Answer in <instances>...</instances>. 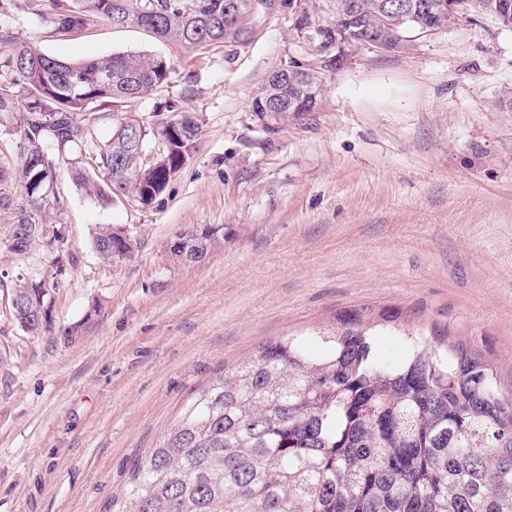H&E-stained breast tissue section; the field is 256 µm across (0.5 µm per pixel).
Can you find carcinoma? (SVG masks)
<instances>
[{"label":"carcinoma","mask_w":512,"mask_h":512,"mask_svg":"<svg viewBox=\"0 0 512 512\" xmlns=\"http://www.w3.org/2000/svg\"><path fill=\"white\" fill-rule=\"evenodd\" d=\"M346 0H303L314 23L340 26ZM386 52L401 50L417 25L375 27L381 0H352ZM512 0H469L468 22L492 18ZM55 31L73 33L98 21L137 25L156 38L200 51L245 47L251 41L252 0H50ZM291 80L289 62L269 73L251 105L269 103L274 125L299 116V100L328 75ZM0 209L15 223L38 213L31 241L53 250L56 233L45 214L50 184L67 166L72 180L108 204L131 197L151 205L197 149L199 119L174 110L166 121H145L144 139L125 129L122 108L167 84L163 57L137 53L64 62L18 38L0 23ZM112 114L114 136L91 142L94 115ZM28 137V154L16 145ZM171 146L167 162L144 163L139 147L156 137ZM216 231L180 234L171 246L195 244L182 258L200 263ZM93 247L110 263L131 257L137 241L120 227H98ZM23 308L44 306L21 280L12 287ZM386 325L409 345L398 367L372 354L371 330ZM34 334L63 340L76 324L35 318ZM451 327L407 328L399 311L372 317L345 310L332 330L271 339L231 368H223L184 405L179 420L131 466L124 490L105 512H512V382L502 381L487 352L451 339ZM315 341L320 350L310 349Z\"/></svg>","instance_id":"cac0c4a2"}]
</instances>
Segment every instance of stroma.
<instances>
[{
	"instance_id": "obj_1",
	"label": "stroma",
	"mask_w": 512,
	"mask_h": 512,
	"mask_svg": "<svg viewBox=\"0 0 512 512\" xmlns=\"http://www.w3.org/2000/svg\"><path fill=\"white\" fill-rule=\"evenodd\" d=\"M48 0H11L20 39L76 61L164 56L161 92L201 123L198 149L149 206L99 204L59 169L47 209L77 258L53 299L71 343L20 329L0 287V512H102L131 462L195 389L259 343L331 327L337 312L397 308L426 329L452 319L512 376V30L483 19L363 52L329 76L318 105L268 131L250 112L288 52L287 23L258 10L250 43L191 56L130 25L55 34ZM0 274L49 269L41 243L4 247ZM128 228L133 256L108 264L99 225ZM216 229L205 263L175 236Z\"/></svg>"
}]
</instances>
